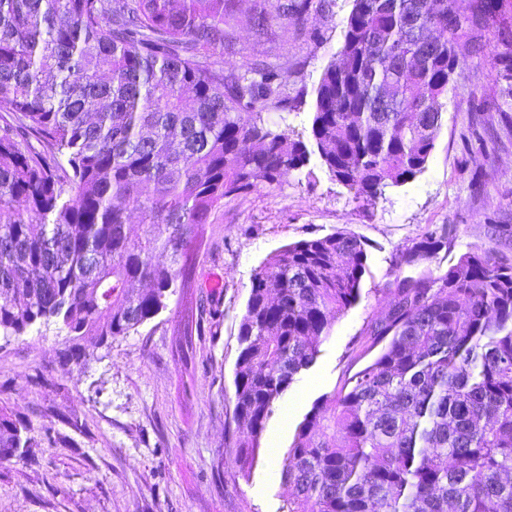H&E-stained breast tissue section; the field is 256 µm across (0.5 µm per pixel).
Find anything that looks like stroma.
<instances>
[{
    "label": "stroma",
    "mask_w": 512,
    "mask_h": 512,
    "mask_svg": "<svg viewBox=\"0 0 512 512\" xmlns=\"http://www.w3.org/2000/svg\"><path fill=\"white\" fill-rule=\"evenodd\" d=\"M353 0H332L270 53L287 61L290 88H305L280 129L308 135L314 91L343 42ZM442 98V127L425 170L370 204L337 182L318 154L279 184L225 198L202 228L194 285L153 319L96 347L88 364L61 366L67 333L55 322L17 340L0 337V408L49 427L40 463L0 461V512H282L281 461L314 405L366 366L363 331L385 311L395 257L413 240L446 235L433 266L479 250L512 259V127L497 110L491 64L457 70ZM343 232L365 243L361 297L337 319L315 364L276 405L249 476L234 467L232 435L238 328L251 280L285 245ZM193 333L181 335L184 322ZM48 375L40 383L38 372Z\"/></svg>",
    "instance_id": "1"
}]
</instances>
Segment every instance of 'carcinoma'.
<instances>
[{"label":"carcinoma","mask_w":512,"mask_h":512,"mask_svg":"<svg viewBox=\"0 0 512 512\" xmlns=\"http://www.w3.org/2000/svg\"><path fill=\"white\" fill-rule=\"evenodd\" d=\"M325 0H0V331L51 320L62 365L86 363L188 287L194 248L224 198L271 187L310 150L269 121L291 95L268 50ZM512 0H354L315 89L310 135L336 181L373 202L425 168L439 99L489 58L512 112ZM246 15L261 50L239 71ZM419 19L407 27L406 16ZM436 42L388 62L392 46ZM36 139L41 148L31 144ZM145 224L133 239L132 213ZM447 237L411 243L416 268ZM365 243L336 232L288 244L255 272L234 372L236 454L247 475L276 404L361 295ZM370 321L380 348L300 423L284 512H512V261L486 251L395 276ZM0 413V460L37 462L56 439Z\"/></svg>","instance_id":"cac0c4a2"}]
</instances>
